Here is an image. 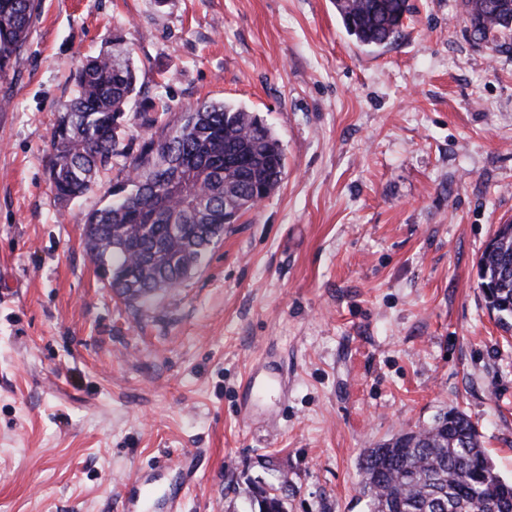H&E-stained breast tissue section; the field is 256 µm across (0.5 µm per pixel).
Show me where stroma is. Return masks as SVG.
Returning <instances> with one entry per match:
<instances>
[{
    "label": "stroma",
    "mask_w": 512,
    "mask_h": 512,
    "mask_svg": "<svg viewBox=\"0 0 512 512\" xmlns=\"http://www.w3.org/2000/svg\"><path fill=\"white\" fill-rule=\"evenodd\" d=\"M399 39L350 37L333 0H43L0 76V512H148L125 487L203 449L185 512H367L364 449L444 411L512 478V335L478 261L512 220V33L478 40L462 0H410ZM139 97L257 115L285 174L183 285L129 306L89 261L86 215L141 132L60 205L51 133L86 58L115 32ZM272 353L287 393L246 423ZM277 489L273 487L257 488L252 487L248 491L249 496H253L258 505V512H286L282 496L275 493Z\"/></svg>",
    "instance_id": "35a3bbf8"
}]
</instances>
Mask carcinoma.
<instances>
[{"label": "carcinoma", "mask_w": 512, "mask_h": 512, "mask_svg": "<svg viewBox=\"0 0 512 512\" xmlns=\"http://www.w3.org/2000/svg\"><path fill=\"white\" fill-rule=\"evenodd\" d=\"M512 0H463L474 37L509 28L498 15ZM349 35L367 47L396 41L410 13L409 0H335ZM40 0H0V74L24 49ZM133 56L121 63L112 51L86 60L76 75V94L66 101L51 134L48 178L62 202L92 190L97 174L125 153V128L144 133L130 160L132 176L107 189L112 200L86 217L85 249L109 284L128 303L180 287L206 250L224 236V192L236 191L250 211L280 184L284 150L271 130L255 128V115L229 103L202 102L177 120L158 123L168 110L156 96L142 111L126 115L137 95ZM248 159L243 171L224 170V155ZM185 175L174 195L170 176ZM154 214L150 222L137 213ZM496 242L479 259L486 306L512 330V230L495 232ZM448 424L417 433L402 430L365 450L359 493L369 512H512V482L501 479L482 448L476 425L462 411H447ZM259 512H286L275 488L250 489Z\"/></svg>", "instance_id": "cac0c4a2"}]
</instances>
